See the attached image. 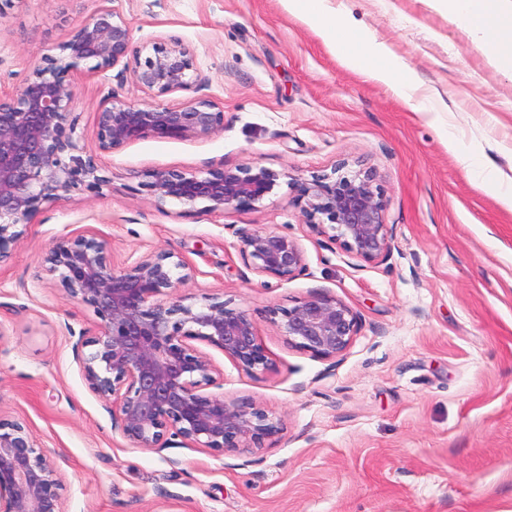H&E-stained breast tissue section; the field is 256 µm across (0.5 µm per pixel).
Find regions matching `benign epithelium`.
I'll use <instances>...</instances> for the list:
<instances>
[{
    "instance_id": "1",
    "label": "benign epithelium",
    "mask_w": 512,
    "mask_h": 512,
    "mask_svg": "<svg viewBox=\"0 0 512 512\" xmlns=\"http://www.w3.org/2000/svg\"><path fill=\"white\" fill-rule=\"evenodd\" d=\"M93 60L98 73L124 63L147 92L197 88L190 50L179 41L155 43L152 52L133 41L115 9L102 7L62 45L61 55L37 67L22 86L0 92V259L25 234L45 203L98 192L107 183L81 136L68 122L74 89L68 73ZM224 130V110L205 98L180 106L122 103L109 92L96 112L102 153L146 139L205 138ZM281 174L257 165L205 172L153 170L145 183L158 208L169 200L208 211L251 207L273 190ZM298 202L312 231L332 239L352 258L384 264L394 235L386 224L387 200L369 173L317 175L296 184ZM240 253L258 276L288 281L302 275L307 259L300 242L273 230L241 227ZM47 271L59 274L71 298L91 309L97 331L73 344L90 390L112 411V422L134 447L160 451L174 445L205 448L216 456L260 448L280 431L263 409L227 401L212 392L224 372L199 344L220 350L248 373L270 362L255 319L228 307L219 294L181 295L195 267L176 253L151 251L117 269L110 247L96 231L61 235L47 250ZM289 345L323 359L346 353L360 329V315L344 301L313 294L270 312ZM66 485L49 450L28 422L0 414V512H68Z\"/></svg>"
}]
</instances>
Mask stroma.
Segmentation results:
<instances>
[{"label": "stroma", "mask_w": 512, "mask_h": 512, "mask_svg": "<svg viewBox=\"0 0 512 512\" xmlns=\"http://www.w3.org/2000/svg\"><path fill=\"white\" fill-rule=\"evenodd\" d=\"M414 73L410 98L346 66L283 0H114L140 45L176 39L203 79L151 95L114 67L68 79L69 119L109 184L43 206L0 262V413L25 418L67 486L68 512H512V76L490 67L431 0H331ZM103 0H0V86L19 88ZM122 102L215 101L224 129L99 152L96 110ZM486 169L474 175L465 157ZM259 165L286 174L263 204L150 205L148 171ZM346 166L372 172L394 232L387 264L358 265L312 232L291 180ZM297 238L305 275L246 269L244 225ZM91 228L115 267L169 249L197 269L185 291L248 312L271 366L248 373L219 350L226 400L282 423L264 447H133L89 389L73 352L92 310L43 266L64 230ZM311 294L362 318L329 360L288 345L270 310Z\"/></svg>", "instance_id": "1"}]
</instances>
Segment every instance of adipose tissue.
<instances>
[{
  "mask_svg": "<svg viewBox=\"0 0 512 512\" xmlns=\"http://www.w3.org/2000/svg\"><path fill=\"white\" fill-rule=\"evenodd\" d=\"M449 17L469 32L489 64L512 74V0H436ZM331 50L351 68L365 70L377 80L404 92L405 69L388 48L363 32L335 37Z\"/></svg>",
  "mask_w": 512,
  "mask_h": 512,
  "instance_id": "obj_1",
  "label": "adipose tissue"
}]
</instances>
